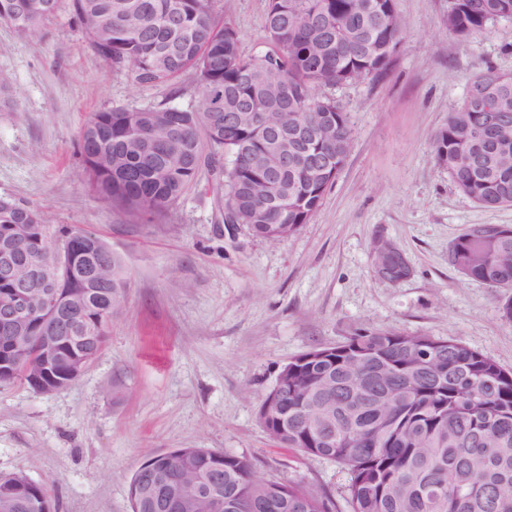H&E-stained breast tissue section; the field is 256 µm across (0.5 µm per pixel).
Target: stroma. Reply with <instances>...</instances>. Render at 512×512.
Listing matches in <instances>:
<instances>
[{
    "mask_svg": "<svg viewBox=\"0 0 512 512\" xmlns=\"http://www.w3.org/2000/svg\"><path fill=\"white\" fill-rule=\"evenodd\" d=\"M404 24L384 74L328 89L350 116L353 148L314 218L279 242L227 227L201 175L170 210L135 219L88 185L76 141L90 113L160 104L88 46L62 0L46 35L0 23V196L95 233L130 274L127 301L88 370L48 394L0 385V474L42 484L52 512H131L128 485L146 454L211 448L249 456L259 476L336 497L346 471L282 448L257 420L280 368L366 330L452 337L512 370L501 290L462 277L448 245L470 224H511L459 193L431 141L487 66L512 73V21L466 41L450 0H394ZM268 0H224L241 51L263 47ZM410 276H376V239Z\"/></svg>",
    "mask_w": 512,
    "mask_h": 512,
    "instance_id": "obj_1",
    "label": "stroma"
}]
</instances>
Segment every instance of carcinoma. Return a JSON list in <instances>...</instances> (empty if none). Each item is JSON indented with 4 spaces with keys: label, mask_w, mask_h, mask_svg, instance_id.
Returning <instances> with one entry per match:
<instances>
[{
    "label": "carcinoma",
    "mask_w": 512,
    "mask_h": 512,
    "mask_svg": "<svg viewBox=\"0 0 512 512\" xmlns=\"http://www.w3.org/2000/svg\"><path fill=\"white\" fill-rule=\"evenodd\" d=\"M217 0H72V20L89 47L136 83L169 87L168 101L149 108L93 112L77 150L88 181L102 199L131 216L167 212L206 169L214 177L224 220L253 235L284 239L276 228L297 232L320 208L348 157L353 131L347 112L321 87L382 74L404 28L393 0H268L266 49L240 50L238 31L221 21ZM60 0H0V22L22 37L40 34ZM391 13L388 21L381 15ZM498 20H512V0H451L446 25L465 40ZM196 76L194 103L183 108L174 82ZM485 95L464 99L432 139L436 163L465 196L485 208L512 206V126L495 142L461 139L462 126L483 113L512 114V74L488 67L472 79ZM263 113L270 125L288 128V151L299 128L314 137L278 177V200L266 204L262 174L240 165L261 148L253 128L224 125V113ZM50 217L12 197L0 196V240L14 225H28L17 240L23 251L44 248ZM74 275L57 282L87 293L77 316L92 337L86 354L103 349L114 316L123 308L130 275L122 258L100 238L72 225L55 227ZM105 266L112 287L82 275ZM448 264L491 288H512V225L470 224L448 246ZM311 348L288 361L282 406L259 422L280 446L311 461L346 468L348 512H512V370L453 338L370 330L326 348ZM202 473L222 467L224 500L247 497L248 512H336L329 493L313 484L267 480L245 455L208 449ZM153 466L169 480L184 476L178 460ZM130 479L131 512H156L137 497ZM11 512H31L47 497L34 483L13 494L0 483Z\"/></svg>",
    "instance_id": "carcinoma-1"
}]
</instances>
